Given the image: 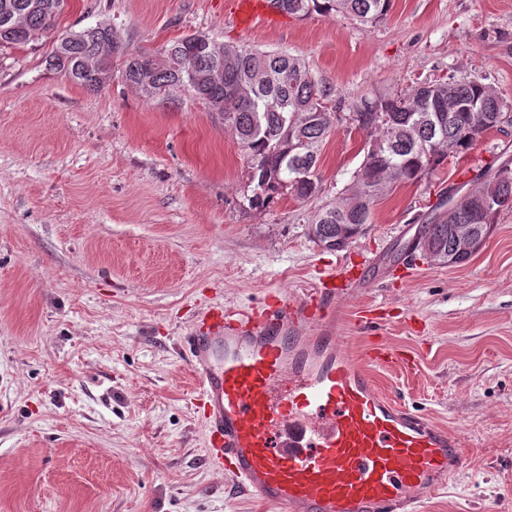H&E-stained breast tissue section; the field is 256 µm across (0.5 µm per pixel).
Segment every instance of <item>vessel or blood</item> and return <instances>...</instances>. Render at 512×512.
<instances>
[{
    "mask_svg": "<svg viewBox=\"0 0 512 512\" xmlns=\"http://www.w3.org/2000/svg\"><path fill=\"white\" fill-rule=\"evenodd\" d=\"M234 17L280 22L265 0H235ZM373 264L296 299L267 292L236 317L209 305L182 336L206 461L233 496L271 512H419L465 467L461 435L375 388L367 365L409 364L405 351L370 345L358 363L339 348L336 311Z\"/></svg>",
    "mask_w": 512,
    "mask_h": 512,
    "instance_id": "b4317fda",
    "label": "vessel or blood"
}]
</instances>
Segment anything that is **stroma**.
<instances>
[{"label":"stroma","instance_id":"stroma-1","mask_svg":"<svg viewBox=\"0 0 512 512\" xmlns=\"http://www.w3.org/2000/svg\"><path fill=\"white\" fill-rule=\"evenodd\" d=\"M97 24L133 51L193 33L283 49L339 101L467 75L512 105V0H391L371 27L314 14L249 28L232 0H67L56 31L0 52V512H259L205 462L179 336L206 302L297 297L365 257L379 275L346 306L386 317L345 324L344 352L361 360L375 337L408 352L411 365L371 368L379 390L471 449L421 512H512V208L463 265L404 250L441 194L512 165V121L379 198L365 233L330 253L308 235L318 200L249 206L247 160L202 101L147 99L117 78L91 92L49 69L60 35ZM364 140L339 123L325 196L359 169Z\"/></svg>","mask_w":512,"mask_h":512}]
</instances>
